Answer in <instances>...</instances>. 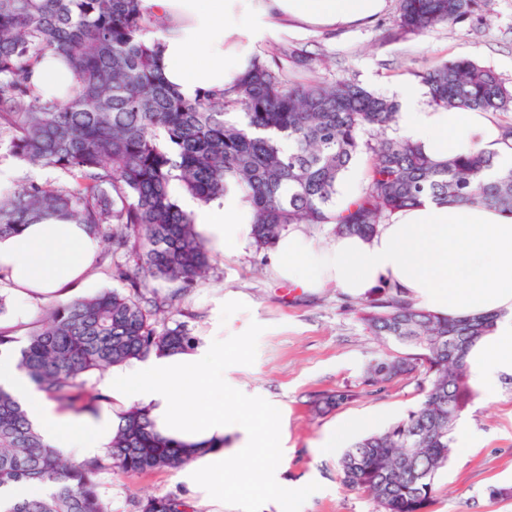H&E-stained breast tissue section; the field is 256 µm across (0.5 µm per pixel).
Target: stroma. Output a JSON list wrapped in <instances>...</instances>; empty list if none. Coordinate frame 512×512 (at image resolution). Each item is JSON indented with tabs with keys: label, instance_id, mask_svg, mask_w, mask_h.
<instances>
[{
	"label": "stroma",
	"instance_id": "obj_1",
	"mask_svg": "<svg viewBox=\"0 0 512 512\" xmlns=\"http://www.w3.org/2000/svg\"><path fill=\"white\" fill-rule=\"evenodd\" d=\"M399 0H385L371 20L336 29L305 24L277 33L274 41L315 56L313 69H291L293 80L334 82L351 79L375 93L399 99L413 94L422 107L430 99L418 75L439 60L469 58L492 69L512 86V0H487V22L466 21L397 39L391 22ZM269 249L244 240L232 253H211L204 282L190 288L167 324L184 323L192 336L223 334L224 397L245 394L253 404L277 403L283 410L271 425L269 469L245 483L239 460L224 464L223 512H245L243 498L310 492L298 512H375L364 492L349 489L338 458L318 443L347 418L382 416L384 424L404 417L421 399L424 370L392 379L383 388L364 382V371L384 355L403 354V346L371 335L360 319L365 301L334 287L304 294L277 284ZM350 388L348 403L323 415L310 409L320 394ZM467 429L455 430L447 467L435 479L432 512H512V498L492 497L491 489L512 486V375L503 377L495 396L472 402L463 412ZM175 470L157 469L130 479L102 474L99 492L109 512H137L149 495H180Z\"/></svg>",
	"mask_w": 512,
	"mask_h": 512
}]
</instances>
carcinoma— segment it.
I'll list each match as a JSON object with an SVG mask.
<instances>
[{"mask_svg":"<svg viewBox=\"0 0 512 512\" xmlns=\"http://www.w3.org/2000/svg\"><path fill=\"white\" fill-rule=\"evenodd\" d=\"M480 0H399L392 21L402 37L476 15ZM160 22L141 0H0V161L51 169L52 179L22 180L0 193V237L46 214L84 224L100 240L101 260L127 290H106L48 307L28 332L19 368L76 413L108 398L86 389L96 372L196 342L185 324L158 328L210 267V253L173 187L203 203L231 188L252 215L251 235L268 247L290 224L330 225L371 237L396 211L424 198L512 213V166L477 146L442 159L404 137H390L399 104L350 80L301 84L281 58L308 66L296 49L257 60L221 94L186 99L156 65ZM60 54L80 84L48 102L33 83L44 54ZM433 106L448 112H512V88L492 70L460 58L421 75ZM370 155L360 193L336 207L354 159ZM154 282L173 285L166 294ZM500 315L440 316L379 288L360 319L370 334L410 349L371 364L365 383L381 387L422 367L419 406L354 442L340 457L344 484L367 493L377 512H431L435 477L448 464L457 420L473 401L465 358ZM338 389L316 411L347 403ZM188 458L130 410L102 457L73 465L47 445L16 397L0 387V488L47 486L6 512H108L103 473L132 478L178 469ZM138 512H194L172 495L149 496Z\"/></svg>","mask_w":512,"mask_h":512,"instance_id":"1","label":"carcinoma"}]
</instances>
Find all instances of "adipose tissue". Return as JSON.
<instances>
[{
	"label": "adipose tissue",
	"instance_id": "adipose-tissue-1",
	"mask_svg": "<svg viewBox=\"0 0 512 512\" xmlns=\"http://www.w3.org/2000/svg\"><path fill=\"white\" fill-rule=\"evenodd\" d=\"M142 6L167 24L158 34L160 71L170 87L192 99L222 92L246 72L257 43L275 35L274 19L349 25L377 14L384 0H142ZM34 80L48 98L78 88L70 66L53 52ZM397 125L430 156L476 145L495 149L499 165H512V146L502 142L486 113L425 109L406 95ZM186 208L197 233L218 251L234 250L251 233V214L236 193L207 204L190 199ZM98 249L84 225L49 216L0 238V270L8 272L14 286L17 313L27 315L38 295L70 301L71 291L85 284ZM269 262L279 280L309 292L332 285L367 297L390 287L418 308L443 316L497 313L492 334L466 359L469 379L486 398L502 376L512 375L511 215L428 198L397 211L369 238L339 235L321 246L301 230H288L277 239ZM0 388L18 398L45 443L78 462L110 446L122 411L142 408L155 433L191 454L179 480L203 505L222 498L226 456L248 462L252 471L264 469L266 422L277 414L272 406L260 410L245 401H225L219 335L113 368L97 384L110 403L94 415L62 410L6 355L0 356ZM228 437L233 440L229 449L224 446Z\"/></svg>",
	"mask_w": 512,
	"mask_h": 512
}]
</instances>
